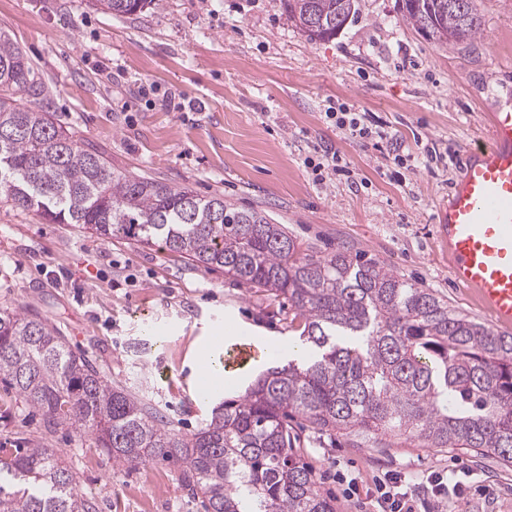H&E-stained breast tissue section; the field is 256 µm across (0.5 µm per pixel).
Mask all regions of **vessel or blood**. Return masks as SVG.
<instances>
[{
	"label": "vessel or blood",
	"mask_w": 512,
	"mask_h": 512,
	"mask_svg": "<svg viewBox=\"0 0 512 512\" xmlns=\"http://www.w3.org/2000/svg\"><path fill=\"white\" fill-rule=\"evenodd\" d=\"M440 237L448 248L451 278L475 290L498 324L512 325V100L490 114L487 139L475 141L440 213ZM224 367L233 370L252 355L249 346L225 345Z\"/></svg>",
	"instance_id": "b4317fda"
}]
</instances>
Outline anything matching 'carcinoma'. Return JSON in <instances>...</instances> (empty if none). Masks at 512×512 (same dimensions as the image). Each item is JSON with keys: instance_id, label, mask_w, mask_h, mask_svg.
Returning a JSON list of instances; mask_svg holds the SVG:
<instances>
[{"instance_id": "1", "label": "carcinoma", "mask_w": 512, "mask_h": 512, "mask_svg": "<svg viewBox=\"0 0 512 512\" xmlns=\"http://www.w3.org/2000/svg\"><path fill=\"white\" fill-rule=\"evenodd\" d=\"M152 0H92L131 15ZM288 23L329 41L357 0H283ZM402 21L441 46L483 31L478 0H398ZM34 71L0 32V198L101 239L164 243L196 266L288 300L305 359L276 367L213 409L196 433L170 428L112 383L46 320L0 311V380L48 426L83 433L130 468L184 464L205 512H334L296 458L293 414L322 433L377 447L391 436L512 463V336L477 322L377 259L302 253L282 225L219 196L201 197L112 170L28 101ZM71 470L48 448L0 447V512H90Z\"/></svg>"}]
</instances>
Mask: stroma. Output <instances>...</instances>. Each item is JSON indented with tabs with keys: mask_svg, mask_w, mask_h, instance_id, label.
<instances>
[{
	"mask_svg": "<svg viewBox=\"0 0 512 512\" xmlns=\"http://www.w3.org/2000/svg\"><path fill=\"white\" fill-rule=\"evenodd\" d=\"M483 33L445 48L406 26L396 0H358V13L328 42L291 27L281 0H162L131 15L88 0H0L6 31L50 93L43 105L113 169L135 170L203 197L223 196L286 225L302 251L347 248L383 261L487 327L474 290L454 284L437 235L439 209L469 144L497 104L512 97V0H481ZM345 105L395 135L353 140L326 120ZM340 154L361 188L319 184L305 157ZM48 320L69 348L112 383L156 408L183 436L213 406L241 394L299 343L287 303L190 265L162 243L102 240L36 210L0 201V309ZM247 326L262 351L204 396L205 337ZM298 456L315 469L335 512H373L374 479L405 478L428 512H512V466L464 449L421 448L391 437L356 448L310 425ZM54 449L93 512H205L182 484V466H123L44 418L0 381V444ZM448 473L446 502L431 499L429 473Z\"/></svg>",
	"mask_w": 512,
	"mask_h": 512,
	"instance_id": "obj_1",
	"label": "stroma"
}]
</instances>
